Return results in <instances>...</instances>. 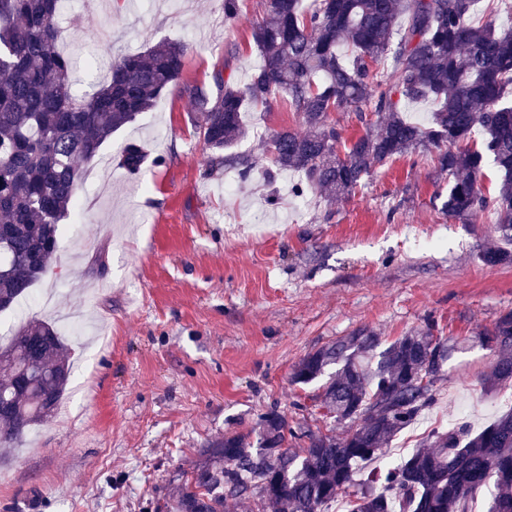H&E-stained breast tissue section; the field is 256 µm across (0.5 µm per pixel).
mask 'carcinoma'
Segmentation results:
<instances>
[{
    "label": "carcinoma",
    "mask_w": 512,
    "mask_h": 512,
    "mask_svg": "<svg viewBox=\"0 0 512 512\" xmlns=\"http://www.w3.org/2000/svg\"><path fill=\"white\" fill-rule=\"evenodd\" d=\"M62 0H0V311L10 309L51 270L60 221L77 202L79 162L99 153L112 135L153 109L180 74L185 45L161 42L122 55L109 77L82 98L71 92L74 63L58 47ZM488 0H266L252 37L260 62L241 85L223 74L213 87L186 86L211 167L236 168L246 180L251 156L227 153L247 137L243 112L288 101L306 131L273 132L274 167L267 182L293 171L328 199L354 190L372 170L419 150L438 151L452 181L440 210L466 222L491 211L500 241L481 254L487 265L512 263V27L496 28ZM351 48L347 62L340 46ZM384 63L388 76H370ZM432 99L425 124L403 115L402 103ZM364 118L365 131L345 154L329 113ZM480 140H475V135ZM147 160L127 143L117 166L131 177ZM498 173L485 192V166ZM429 323L385 344L366 328L306 354L291 380H323L321 406L333 429L304 430L276 409L251 433L206 441L170 480L165 512H329L345 492L346 512H470L473 493L491 483L488 512H512V410L476 435L466 428L435 430L403 462L367 479L357 465L378 454L422 411L436 388L415 380L444 365L459 342L437 336ZM498 353L485 389L512 386V311L476 334ZM71 374L68 346L53 326L30 321L0 336V447L7 450L56 415Z\"/></svg>",
    "instance_id": "1"
}]
</instances>
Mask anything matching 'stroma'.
Listing matches in <instances>:
<instances>
[{
  "mask_svg": "<svg viewBox=\"0 0 512 512\" xmlns=\"http://www.w3.org/2000/svg\"><path fill=\"white\" fill-rule=\"evenodd\" d=\"M263 0H72L61 48L75 61L73 91L107 79L108 59L161 41L188 48L176 86L156 107L114 133L82 163L79 206L61 221L51 274L33 293L46 305L0 313V330L29 320L55 323L72 363L90 362L92 380L67 385L69 418L33 428L0 459V512H155L169 480L210 437L249 431L275 407L293 426H322L316 384L291 381L308 352L361 328L393 341L434 323L465 339L512 311V264L479 256L497 242L494 217L448 219L437 197L448 189L432 155L377 166L333 203L279 183L266 201L264 137L302 123L286 101L245 114L236 152L255 171L234 195V171L215 172L183 95L215 73L245 82L259 53L252 24ZM147 151L130 178L114 161L126 142ZM263 215L256 224L255 215ZM92 319L105 348L68 334L65 313ZM496 353L477 344L453 354L436 402L374 460H403L449 422L473 431L512 410V387L487 392Z\"/></svg>",
  "mask_w": 512,
  "mask_h": 512,
  "instance_id": "stroma-1",
  "label": "stroma"
}]
</instances>
